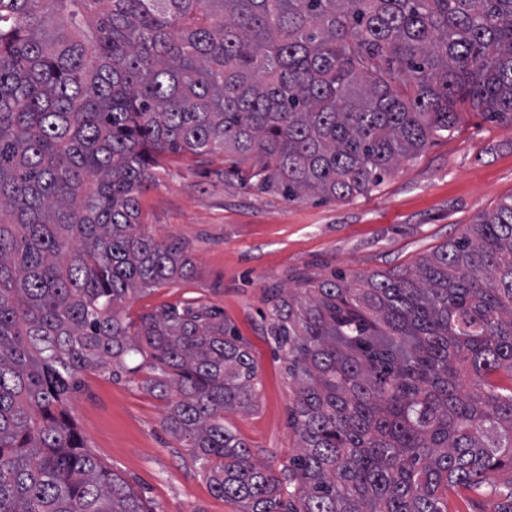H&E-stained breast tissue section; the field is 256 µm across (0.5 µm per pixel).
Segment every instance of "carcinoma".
<instances>
[{"label": "carcinoma", "mask_w": 512, "mask_h": 512, "mask_svg": "<svg viewBox=\"0 0 512 512\" xmlns=\"http://www.w3.org/2000/svg\"><path fill=\"white\" fill-rule=\"evenodd\" d=\"M512 122V0H0V512H156L87 449L80 371L152 377L238 512H512V196L414 265L267 299L299 450L276 476L224 414L257 367L211 306L127 320L191 274L141 231L162 153L290 200H348L456 131ZM504 497H485L476 493L457 490L448 492L447 512H495Z\"/></svg>", "instance_id": "obj_1"}]
</instances>
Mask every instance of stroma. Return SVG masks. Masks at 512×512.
<instances>
[{
	"mask_svg": "<svg viewBox=\"0 0 512 512\" xmlns=\"http://www.w3.org/2000/svg\"><path fill=\"white\" fill-rule=\"evenodd\" d=\"M224 157L167 155L140 197L143 230L183 242L191 276L135 295L127 318L163 305L204 304L247 342L257 405L225 419L258 464L280 472L298 451L288 421L287 362L266 333L270 289L298 278L371 274L413 265L512 196V125L467 112L458 129L402 161L372 192L349 200H288L225 175ZM68 409L91 453L158 512H237L215 494L185 439L166 427L163 401L126 379L80 375Z\"/></svg>",
	"mask_w": 512,
	"mask_h": 512,
	"instance_id": "35a3bbf8",
	"label": "stroma"
}]
</instances>
